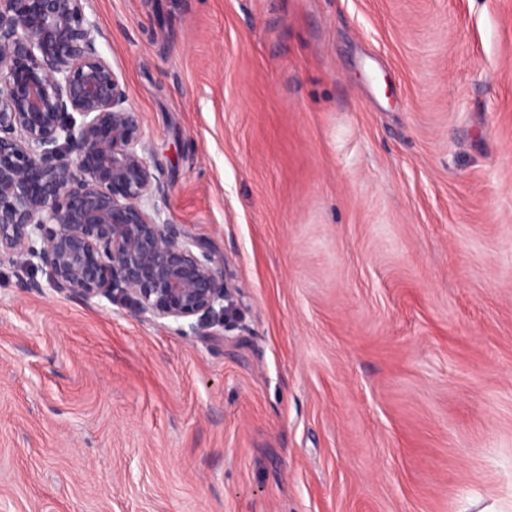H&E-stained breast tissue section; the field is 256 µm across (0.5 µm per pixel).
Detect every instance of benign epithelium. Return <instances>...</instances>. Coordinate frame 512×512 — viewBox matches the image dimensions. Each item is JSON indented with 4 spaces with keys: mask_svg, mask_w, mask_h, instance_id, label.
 I'll list each match as a JSON object with an SVG mask.
<instances>
[{
    "mask_svg": "<svg viewBox=\"0 0 512 512\" xmlns=\"http://www.w3.org/2000/svg\"><path fill=\"white\" fill-rule=\"evenodd\" d=\"M89 2L0 0V259L181 334L225 329L236 289L161 220L152 148Z\"/></svg>",
    "mask_w": 512,
    "mask_h": 512,
    "instance_id": "obj_1",
    "label": "benign epithelium"
}]
</instances>
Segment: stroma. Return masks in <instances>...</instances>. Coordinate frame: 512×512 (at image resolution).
Returning <instances> with one entry per match:
<instances>
[{
	"label": "stroma",
	"mask_w": 512,
	"mask_h": 512,
	"mask_svg": "<svg viewBox=\"0 0 512 512\" xmlns=\"http://www.w3.org/2000/svg\"><path fill=\"white\" fill-rule=\"evenodd\" d=\"M221 336L0 262V512H512V0H92Z\"/></svg>",
	"instance_id": "1"
}]
</instances>
